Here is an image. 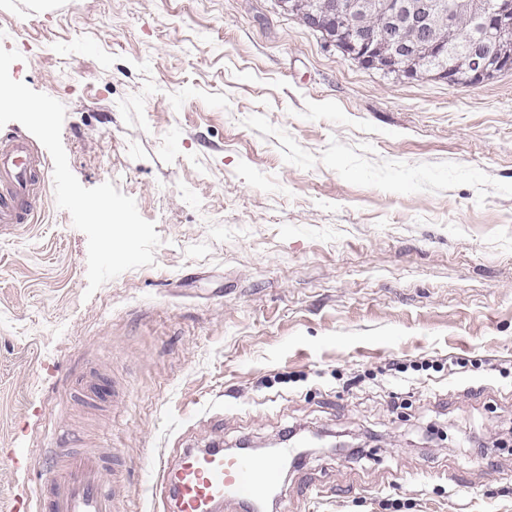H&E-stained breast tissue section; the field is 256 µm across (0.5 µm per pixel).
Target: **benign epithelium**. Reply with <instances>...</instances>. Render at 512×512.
I'll return each instance as SVG.
<instances>
[{
	"label": "benign epithelium",
	"mask_w": 512,
	"mask_h": 512,
	"mask_svg": "<svg viewBox=\"0 0 512 512\" xmlns=\"http://www.w3.org/2000/svg\"><path fill=\"white\" fill-rule=\"evenodd\" d=\"M281 10H303L308 28L362 67L409 70V79L428 78L450 86H477L512 70V0H333L328 14L312 0H277ZM380 14L381 28L365 18ZM473 21L467 32L457 17ZM405 29L414 38L402 36Z\"/></svg>",
	"instance_id": "7a95c632"
}]
</instances>
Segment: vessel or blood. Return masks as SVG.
Returning <instances> with one entry per match:
<instances>
[{"label": "vessel or blood", "instance_id": "vessel-or-blood-1", "mask_svg": "<svg viewBox=\"0 0 512 512\" xmlns=\"http://www.w3.org/2000/svg\"><path fill=\"white\" fill-rule=\"evenodd\" d=\"M49 179L48 163L22 134L0 137V224H31ZM228 454L222 448H185L162 463L153 494L176 512H218L224 501L243 507L278 488L281 459ZM57 474L38 496L40 512H115L106 474L111 454L55 449Z\"/></svg>", "mask_w": 512, "mask_h": 512}]
</instances>
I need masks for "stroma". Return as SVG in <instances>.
Instances as JSON below:
<instances>
[{"label":"stroma","instance_id":"obj_1","mask_svg":"<svg viewBox=\"0 0 512 512\" xmlns=\"http://www.w3.org/2000/svg\"><path fill=\"white\" fill-rule=\"evenodd\" d=\"M0 46L162 240L89 296L53 190L0 228V512H36L51 448L112 449L117 512H158L177 449L290 429L348 447L277 512H512V71L366 70L276 0H0Z\"/></svg>","mask_w":512,"mask_h":512}]
</instances>
